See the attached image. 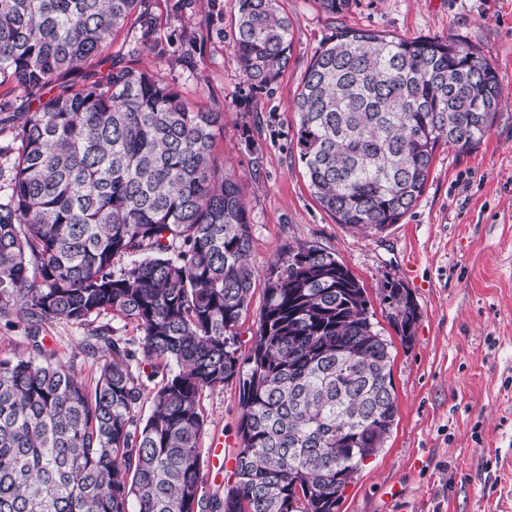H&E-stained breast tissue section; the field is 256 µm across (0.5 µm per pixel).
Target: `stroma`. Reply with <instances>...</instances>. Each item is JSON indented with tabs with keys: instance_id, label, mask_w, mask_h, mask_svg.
Returning a JSON list of instances; mask_svg holds the SVG:
<instances>
[{
	"instance_id": "stroma-1",
	"label": "stroma",
	"mask_w": 512,
	"mask_h": 512,
	"mask_svg": "<svg viewBox=\"0 0 512 512\" xmlns=\"http://www.w3.org/2000/svg\"><path fill=\"white\" fill-rule=\"evenodd\" d=\"M150 36L128 22L111 46L85 65L155 74L181 97L224 113L213 156L236 176L252 224L258 270L288 250L314 245L333 253L364 283L385 338L392 342L398 417L384 447L346 487L338 512H512V0H354L339 17L317 0H278L292 25L286 68L252 88L235 50L236 0H148ZM340 27L406 39H454L494 67L503 90L498 119L476 149L438 150L422 196L399 223L356 234L312 195L293 147L292 104L314 54ZM62 90L0 85V146L13 142V117ZM403 281L421 312L404 345L378 298L385 280ZM138 346L135 323L102 316L93 326L44 323L57 360L94 384L99 360L82 339L91 328ZM200 440L204 492L223 494L238 450L235 384L204 390ZM223 458H213L216 441Z\"/></svg>"
}]
</instances>
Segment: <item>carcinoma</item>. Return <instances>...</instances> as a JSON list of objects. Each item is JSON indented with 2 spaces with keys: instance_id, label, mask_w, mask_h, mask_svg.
Masks as SVG:
<instances>
[{
  "instance_id": "1",
  "label": "carcinoma",
  "mask_w": 512,
  "mask_h": 512,
  "mask_svg": "<svg viewBox=\"0 0 512 512\" xmlns=\"http://www.w3.org/2000/svg\"><path fill=\"white\" fill-rule=\"evenodd\" d=\"M235 47L261 88L288 62L277 0H236ZM331 17L352 0H318ZM145 0H0V84L41 88L97 56ZM489 61L455 40L345 28L311 61L294 100L296 153L338 224L381 233L423 194L437 150H473L497 119ZM224 113L154 75L112 67L59 93L0 149V318L26 322L29 352L0 358V512H337L398 407L389 343L363 285L334 254L290 249L270 267L247 354L238 329L258 271L236 179L212 148ZM138 255L115 273V259ZM410 344L420 319L403 282L379 289ZM118 316L140 349L111 355L87 386L54 360L41 324ZM161 377L139 424L142 377ZM238 384L234 483L203 494L201 395Z\"/></svg>"
}]
</instances>
